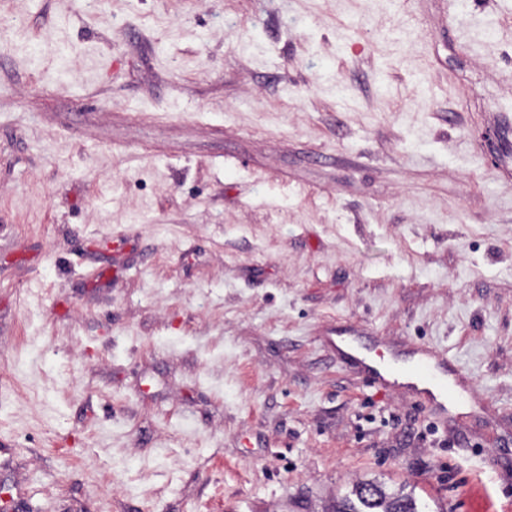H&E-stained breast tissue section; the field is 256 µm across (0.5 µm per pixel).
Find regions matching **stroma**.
<instances>
[{"mask_svg":"<svg viewBox=\"0 0 512 512\" xmlns=\"http://www.w3.org/2000/svg\"><path fill=\"white\" fill-rule=\"evenodd\" d=\"M19 17L0 500L331 512L374 480L512 512V0H0ZM347 329L445 354L494 436L368 387Z\"/></svg>","mask_w":512,"mask_h":512,"instance_id":"1","label":"stroma"}]
</instances>
